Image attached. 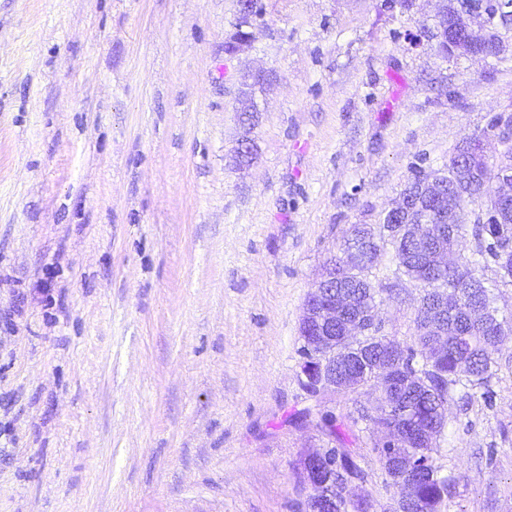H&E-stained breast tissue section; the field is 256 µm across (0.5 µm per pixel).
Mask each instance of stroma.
I'll return each mask as SVG.
<instances>
[{
    "label": "stroma",
    "instance_id": "35a3bbf8",
    "mask_svg": "<svg viewBox=\"0 0 512 512\" xmlns=\"http://www.w3.org/2000/svg\"><path fill=\"white\" fill-rule=\"evenodd\" d=\"M260 4L228 56L236 0H0V512H293L307 293L415 163L512 116V54L440 55V0ZM417 297L381 311L399 342ZM494 357L493 406H448V512H512ZM252 1L254 2L253 14H249L245 19H243L242 14H240V11H238V14H237L238 19H237V23L235 25V31L233 32V33H235V32L242 30V31L250 32L249 35L252 34V36H250L251 38L248 40L246 39L244 41H239V40H235L234 39L235 34H232L231 37L227 41H230L233 43V45L235 46V50L232 52L225 51V54H227V55H230V56L237 55L239 52L243 51L245 48H248L254 39V29H256L254 21L259 15V9H258V0H252ZM275 74L273 73L272 70H268V69H263V68H259V69H254V70H251V71H247L245 73H243L242 75V81H241V89L239 91V99H238V105H239V110L238 112H241L240 115L242 116V120L245 123L251 125V122H252V118L254 117V114L256 112H259L260 108H259V105L256 101V98H255V94H256V90L260 91V92H264V90H266V88L270 87L272 85V83L275 81ZM256 81H263L264 83L262 85H256L255 87H253L252 90V96H248V98H246L245 96H243V92L244 90L248 89L247 91H249L250 89V85H252L254 82ZM253 105V108L252 107H249V109H247L246 107L248 106H252ZM246 110H249V112H253L252 114L248 113V112H244ZM244 112V113H243Z\"/></svg>",
    "mask_w": 512,
    "mask_h": 512
}]
</instances>
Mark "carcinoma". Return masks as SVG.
<instances>
[{
	"label": "carcinoma",
	"instance_id": "cac0c4a2",
	"mask_svg": "<svg viewBox=\"0 0 512 512\" xmlns=\"http://www.w3.org/2000/svg\"><path fill=\"white\" fill-rule=\"evenodd\" d=\"M427 176L423 170L413 171L403 194L408 198L400 218L403 224L423 222L429 233L441 234L423 205V185ZM492 192L490 185L460 192L454 219L448 225L443 242L453 252L460 239L472 232L476 242L469 255L448 260V267L437 273L430 268L429 255L416 246L399 225L389 222L388 214L379 219L378 227L370 228L374 245L389 256L385 277H378L370 266L364 274L344 273L336 266V293L339 285L350 287L359 304L366 308H382L395 299L391 291L390 276H405L417 283L421 291L415 311L413 339L398 344L395 358L386 370L375 369L374 337L348 338L336 334V349L359 353L356 362L345 363L336 358V393H355L365 384L382 378L394 381V390L377 398L371 408L359 406L337 422L336 416L327 414L316 424L326 444L336 448V469L314 468L299 459L295 474L308 473L314 497L312 508L317 512H377L380 504L373 498L358 496L357 483L367 479V473L348 459L363 438L374 439L375 452L385 474V488L400 489L410 485L415 499L403 504L393 500L389 512H445L448 502L457 495L458 477L443 473L437 453L440 440L448 425L446 407L456 396L466 399L480 398L493 407L492 379L497 371L493 351L507 336L512 335V315L502 314L491 305L490 290L484 285L481 272L492 262L497 268L499 282L512 284V250L494 252L489 248L490 228L480 222L484 208L482 200ZM444 299L456 308L448 312V336L440 353H435L433 340L425 332L430 302ZM481 305L498 322V328L486 332L469 321L464 313L468 305ZM410 409L419 423L429 426L435 433L434 441L407 438L408 446L401 447L397 458H390L380 446V437L401 422L400 412Z\"/></svg>",
	"mask_w": 512,
	"mask_h": 512
}]
</instances>
